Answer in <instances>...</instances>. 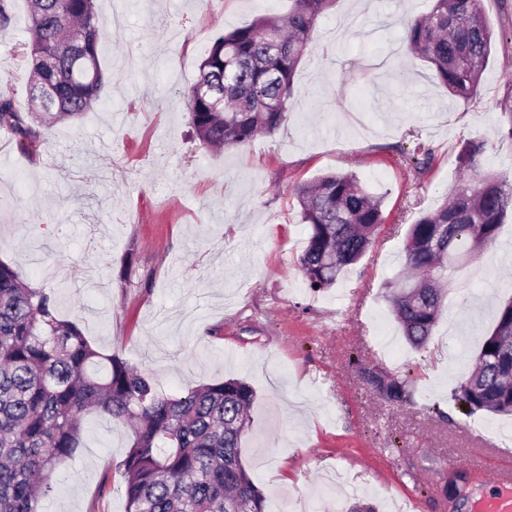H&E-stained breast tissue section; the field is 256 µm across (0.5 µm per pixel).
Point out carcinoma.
Returning a JSON list of instances; mask_svg holds the SVG:
<instances>
[{"instance_id": "cac0c4a2", "label": "carcinoma", "mask_w": 512, "mask_h": 512, "mask_svg": "<svg viewBox=\"0 0 512 512\" xmlns=\"http://www.w3.org/2000/svg\"><path fill=\"white\" fill-rule=\"evenodd\" d=\"M332 0H293L283 17L262 16L217 36L205 51L185 111L202 144L220 149L271 135L296 104V76L313 27ZM32 68L28 97L52 89L49 108H17L0 94V129L24 151L39 128L89 110L105 93L99 61L103 27L95 0H27ZM494 32L483 0H434L408 22L403 45L429 62L448 96H480ZM206 85L212 96L201 97ZM502 108V137L512 142V95ZM413 165L427 169L434 150L417 144ZM486 143L462 138L456 164L463 178L436 208L410 225L404 269L387 282L394 319L406 342L425 347L439 323L442 286L480 244L493 243L512 208V181L485 168ZM308 237L299 256L306 287L331 289L371 248L384 223L383 199L352 173H330L298 189ZM366 381L390 401L412 402L408 382L369 371ZM254 389L229 378L163 394L153 380L115 355L96 350L74 321L59 318L57 296L26 285L0 261V512H40L56 468L71 458L87 417L130 427L121 463L125 512H265L246 470L242 439ZM467 416H512V298L497 310L473 370L454 391Z\"/></svg>"}]
</instances>
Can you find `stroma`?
I'll return each mask as SVG.
<instances>
[{
    "label": "stroma",
    "instance_id": "1",
    "mask_svg": "<svg viewBox=\"0 0 512 512\" xmlns=\"http://www.w3.org/2000/svg\"><path fill=\"white\" fill-rule=\"evenodd\" d=\"M291 0H97L100 62L110 82L85 114L44 130L23 153L0 130V260L30 286L55 289L47 270L82 281L57 312L78 321L101 352L149 375L168 396L239 378L256 392L242 460L266 512H344L335 475L362 485L358 500L392 512H448L451 469L478 476L512 468L496 450L505 418L468 417L452 393L512 298V211L493 244L469 257L448 287L426 349L403 340L386 284L402 268L410 224L459 181L461 138L484 140L490 171L512 175L500 131L512 87V0H484L495 39L480 97L449 99L431 64L408 55L405 24L429 0H333L311 33L299 97L271 135L216 153L188 124L183 94L222 33ZM24 0L0 31V92L26 99L31 35ZM430 145V169L405 156ZM126 174L115 181L113 165ZM354 172L384 199L386 221L336 288L313 292L298 265L307 228L298 186ZM369 367L408 377L409 404L364 380ZM440 414H432V407ZM62 463L41 512H125L121 463L129 427L94 419Z\"/></svg>",
    "mask_w": 512,
    "mask_h": 512
}]
</instances>
